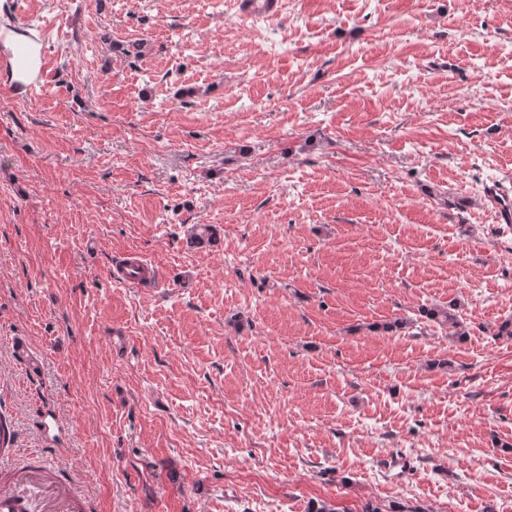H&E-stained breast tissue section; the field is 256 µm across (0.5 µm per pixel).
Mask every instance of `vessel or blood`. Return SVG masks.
<instances>
[{
  "label": "vessel or blood",
  "instance_id": "vessel-or-blood-1",
  "mask_svg": "<svg viewBox=\"0 0 512 512\" xmlns=\"http://www.w3.org/2000/svg\"><path fill=\"white\" fill-rule=\"evenodd\" d=\"M240 15L248 19L257 14L275 16L279 0H239ZM23 34L15 56L4 64L9 89L32 95L44 88L55 67L42 29L30 23L11 22L0 28V39ZM487 197L503 224L512 223V190L499 184L489 188ZM115 282L129 288H147L156 281L154 265L140 256L127 258L111 267ZM13 365L26 376L40 378L43 354L28 337H14L10 344ZM37 428L49 444H57L62 423L48 408L37 415ZM90 500L80 488L78 478L61 458L33 450L21 453L14 415L0 406V512H88Z\"/></svg>",
  "mask_w": 512,
  "mask_h": 512
}]
</instances>
